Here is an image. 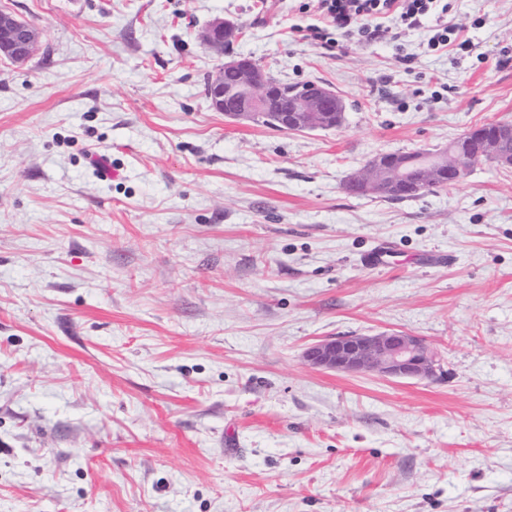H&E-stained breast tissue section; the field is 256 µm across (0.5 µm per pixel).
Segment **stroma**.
Wrapping results in <instances>:
<instances>
[{
    "mask_svg": "<svg viewBox=\"0 0 512 512\" xmlns=\"http://www.w3.org/2000/svg\"><path fill=\"white\" fill-rule=\"evenodd\" d=\"M0 9L39 32L0 61V512H512V168L404 200L344 186L512 123V0H450L465 52L430 50L431 18L330 50L296 0ZM217 16L231 54L335 90L340 127L214 111ZM387 330L438 378L302 361ZM237 30L238 28L234 23L224 20L223 17H216L208 24L202 34L203 44L207 49L224 56V51L231 44L229 40L235 37Z\"/></svg>",
    "mask_w": 512,
    "mask_h": 512,
    "instance_id": "35a3bbf8",
    "label": "stroma"
}]
</instances>
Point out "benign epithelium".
Listing matches in <instances>:
<instances>
[{
	"label": "benign epithelium",
	"mask_w": 512,
	"mask_h": 512,
	"mask_svg": "<svg viewBox=\"0 0 512 512\" xmlns=\"http://www.w3.org/2000/svg\"><path fill=\"white\" fill-rule=\"evenodd\" d=\"M237 27L222 17L214 18L202 34L204 46L224 55V43L235 37ZM36 28L25 20L0 11V59L22 66L35 55ZM239 76L236 92L224 91V72ZM275 98L269 77L250 59L230 58L209 78L208 100L211 107L234 120L257 121ZM344 102L336 93L319 86L301 96L285 120L291 131L332 129L340 126ZM512 139V124H500L493 132L471 130L442 150L427 151L422 167L436 182L458 183L467 174L474 159L512 165V153L502 151V142ZM412 183L413 191L424 190L423 183L411 181L408 163L397 156L381 153L373 156L366 168L351 173L347 184L359 195L390 194ZM305 364L326 371L346 374L377 373L396 379H429L435 376L439 360L418 336L396 331L375 334L332 336L307 346L302 352Z\"/></svg>",
	"instance_id": "1"
}]
</instances>
